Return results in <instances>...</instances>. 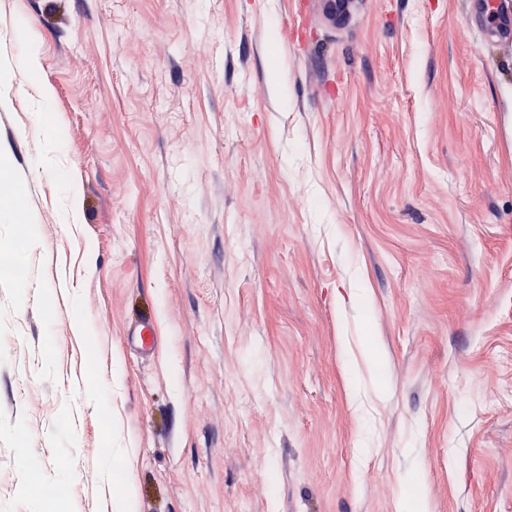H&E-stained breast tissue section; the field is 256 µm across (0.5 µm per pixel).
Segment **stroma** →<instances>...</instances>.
Returning <instances> with one entry per match:
<instances>
[{"label":"stroma","instance_id":"35a3bbf8","mask_svg":"<svg viewBox=\"0 0 512 512\" xmlns=\"http://www.w3.org/2000/svg\"><path fill=\"white\" fill-rule=\"evenodd\" d=\"M301 2L0 0V512H512V47ZM155 323L150 316H143L136 321L129 336L132 337V345L136 351L149 354L154 345Z\"/></svg>","mask_w":512,"mask_h":512}]
</instances>
